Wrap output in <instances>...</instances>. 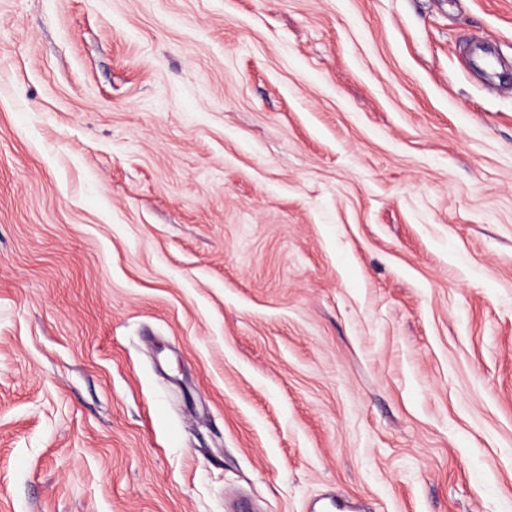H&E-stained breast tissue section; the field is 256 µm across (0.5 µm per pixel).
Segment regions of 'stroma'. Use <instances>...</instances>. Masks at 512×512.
<instances>
[{"label":"stroma","mask_w":512,"mask_h":512,"mask_svg":"<svg viewBox=\"0 0 512 512\" xmlns=\"http://www.w3.org/2000/svg\"><path fill=\"white\" fill-rule=\"evenodd\" d=\"M512 512V0H0V512Z\"/></svg>","instance_id":"stroma-1"}]
</instances>
